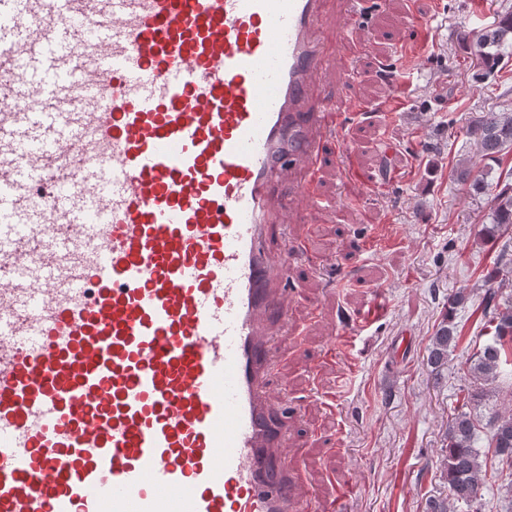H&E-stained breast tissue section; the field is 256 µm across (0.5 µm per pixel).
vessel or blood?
<instances>
[{"label":"vessel or blood","instance_id":"b4317fda","mask_svg":"<svg viewBox=\"0 0 512 512\" xmlns=\"http://www.w3.org/2000/svg\"><path fill=\"white\" fill-rule=\"evenodd\" d=\"M324 0H0V512H288L268 234L342 162Z\"/></svg>","mask_w":512,"mask_h":512}]
</instances>
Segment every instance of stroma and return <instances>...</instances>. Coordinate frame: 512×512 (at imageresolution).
I'll return each mask as SVG.
<instances>
[{
	"label": "stroma",
	"instance_id": "stroma-1",
	"mask_svg": "<svg viewBox=\"0 0 512 512\" xmlns=\"http://www.w3.org/2000/svg\"><path fill=\"white\" fill-rule=\"evenodd\" d=\"M439 2L434 8L424 0L419 16L430 38L400 84L374 63L396 59L411 33L412 0H385L349 27V0L325 6L330 70L318 95L351 113L348 144L377 183L347 182L329 163L318 192L290 201L287 233L270 241L288 250L296 290L272 393H287L294 407L297 430L286 454L302 480L300 512H327L343 486L352 491L348 512H425L428 498L448 494L440 459L454 408L484 415L512 407V395L494 385L481 404L465 401L470 360L485 340L483 276L500 262L503 244H512V226L486 241L490 203L455 177L465 160L492 183L512 171V150L488 166L464 134L479 116L512 112V62L480 77L473 37L512 12V0ZM463 30L471 39H458ZM340 72L350 83L345 96L336 84ZM394 93L405 112L400 121L378 109ZM341 276L350 286L332 291ZM458 291L466 301L447 312L445 296ZM377 295L386 313L359 335L355 360L347 362L339 319ZM448 313L461 339L435 369L427 363L431 340Z\"/></svg>",
	"mask_w": 512,
	"mask_h": 512
}]
</instances>
